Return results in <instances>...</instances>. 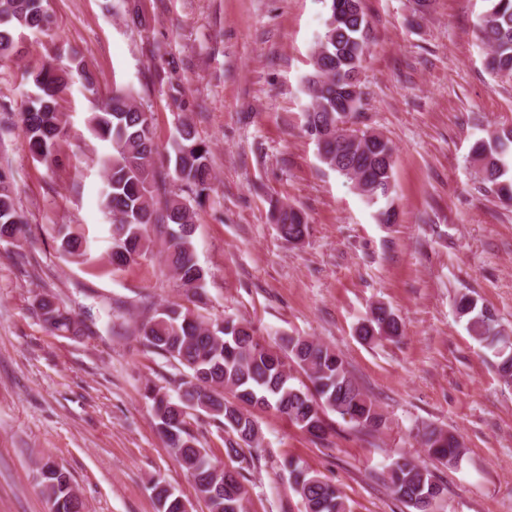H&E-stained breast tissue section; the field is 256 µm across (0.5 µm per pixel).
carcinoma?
<instances>
[{
  "label": "carcinoma",
  "instance_id": "1",
  "mask_svg": "<svg viewBox=\"0 0 512 512\" xmlns=\"http://www.w3.org/2000/svg\"><path fill=\"white\" fill-rule=\"evenodd\" d=\"M486 8L479 29L489 47L487 69L497 78L512 80V0H484ZM361 0H329L328 17L313 54L312 72L305 78L310 107L305 131L316 142L326 165L352 184L369 203L385 202L381 221L397 217L392 184L393 154L381 134L370 136L351 129L352 137L338 133L337 123L354 119L361 98L351 96L359 81L370 43L369 24ZM19 30L51 35L49 0H0V63L21 59L25 45ZM35 87L23 110V130L32 157L49 166L64 164L62 144L69 137L58 102L75 81L97 93V76L77 50L66 59L46 62L26 70ZM96 139L109 141L112 153L102 160L106 177L100 193L104 210L112 217L110 263L116 268L138 262L150 251L151 233L164 245V262L185 292L186 299L200 295L206 272L198 265L192 247L196 212L193 201L201 198L213 179L210 146L199 137L188 119L176 128L173 154L167 157L169 175L180 192L164 197L157 206V162L161 153L155 142L152 117L136 103L132 91L112 89L87 120ZM471 154L480 164L483 180L500 199L512 202V128L479 139ZM273 223L281 237L300 242L310 225L305 214L289 204L273 207ZM25 220L17 203L12 172L0 167V246H19ZM60 250L72 258L88 260L90 243L63 227ZM34 312L53 334L83 335L79 318L57 296L36 295ZM457 313L468 317L467 330L497 359V370L512 387V343L495 316L478 308V301L463 294L456 300ZM134 333L150 352L162 356L176 369L167 385L145 386L153 420L166 447L176 456L208 512H246L248 489L244 467L229 469L213 457L192 429V421L206 416L218 423L228 438L224 454L246 461L245 451L261 447L260 426L254 409H272L299 429L319 436L326 432L325 414L335 413L360 431L370 434L384 424L383 415L361 391L336 349L317 340L285 336L268 344L246 322L226 318L211 322L197 310L168 303L136 326ZM358 338L373 344L394 341L403 334L401 320L392 309L379 304L356 328ZM293 363L311 386H296L288 368ZM177 388L172 397L167 386ZM427 456L443 464L463 457L457 434L437 427L422 433ZM305 505V512H351L336 485L307 469L293 457L280 464ZM41 484L51 502V512H82L83 504L69 474L53 460L40 466ZM392 493L413 512H443L444 488L429 468L405 457L394 460L384 476ZM157 512H185V502L162 480L152 481Z\"/></svg>",
  "mask_w": 512,
  "mask_h": 512
}]
</instances>
